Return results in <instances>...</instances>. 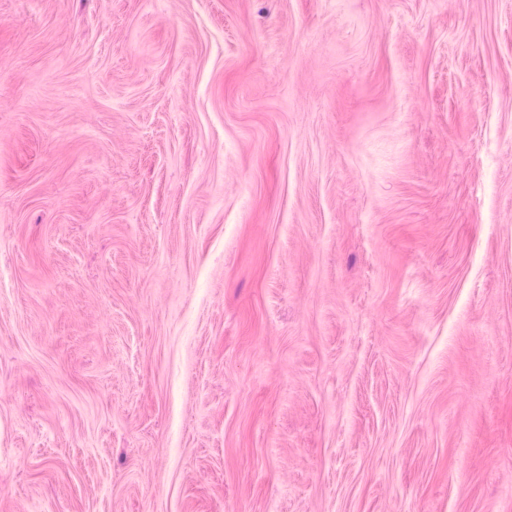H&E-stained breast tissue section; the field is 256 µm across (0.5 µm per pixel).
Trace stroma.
<instances>
[{
    "label": "stroma",
    "instance_id": "stroma-1",
    "mask_svg": "<svg viewBox=\"0 0 512 512\" xmlns=\"http://www.w3.org/2000/svg\"><path fill=\"white\" fill-rule=\"evenodd\" d=\"M0 512H512V0H0Z\"/></svg>",
    "mask_w": 512,
    "mask_h": 512
}]
</instances>
